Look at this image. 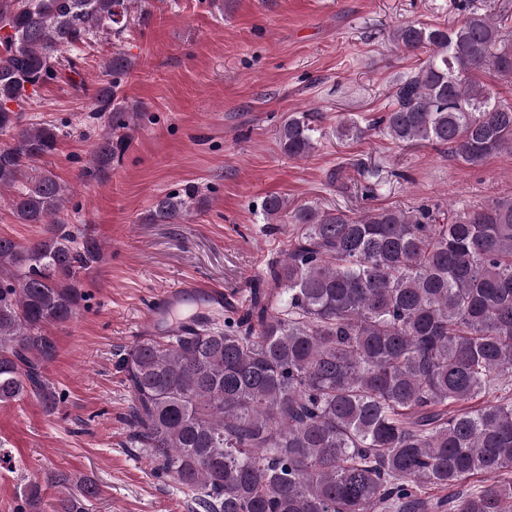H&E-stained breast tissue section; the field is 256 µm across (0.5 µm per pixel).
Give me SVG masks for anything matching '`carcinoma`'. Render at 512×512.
<instances>
[{
  "instance_id": "cac0c4a2",
  "label": "carcinoma",
  "mask_w": 512,
  "mask_h": 512,
  "mask_svg": "<svg viewBox=\"0 0 512 512\" xmlns=\"http://www.w3.org/2000/svg\"><path fill=\"white\" fill-rule=\"evenodd\" d=\"M457 10L451 26L393 31L397 49L422 59L371 127L480 166L512 153V102L479 78L512 84V8L459 0ZM151 18L150 0H0V192L19 223L52 227L27 244L0 236L1 408L27 394L50 410L63 400L43 375L55 352L44 329L73 320L80 273L103 251L62 220L70 189L36 163L63 132L25 122V106L79 74L83 47ZM131 67L115 47L95 89L109 130L84 177L104 174L136 128L119 97ZM317 133V113L296 112L280 149L306 157ZM198 193L159 195L144 220L179 224ZM287 207L270 195L263 216L272 224ZM291 219L282 256L240 308L121 359L127 447L198 512H512V197L463 211L308 205ZM426 487L459 491L422 498ZM39 504L31 488L15 512Z\"/></svg>"
}]
</instances>
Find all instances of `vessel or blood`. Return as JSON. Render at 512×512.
Wrapping results in <instances>:
<instances>
[{"label": "vessel or blood", "mask_w": 512, "mask_h": 512, "mask_svg": "<svg viewBox=\"0 0 512 512\" xmlns=\"http://www.w3.org/2000/svg\"><path fill=\"white\" fill-rule=\"evenodd\" d=\"M229 301L223 289L203 279L181 281L152 293L135 333L146 338L181 334L205 323L209 313L222 311Z\"/></svg>", "instance_id": "vessel-or-blood-1"}]
</instances>
